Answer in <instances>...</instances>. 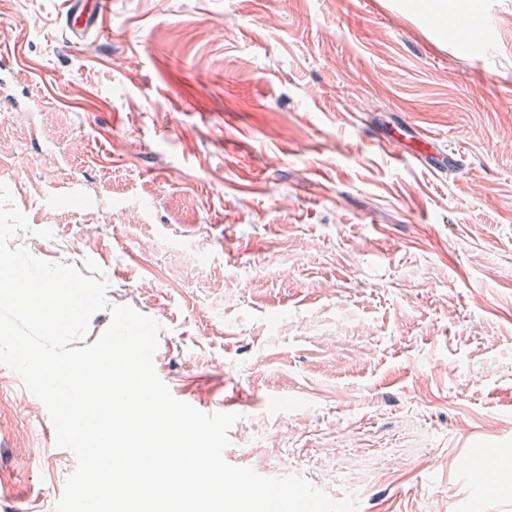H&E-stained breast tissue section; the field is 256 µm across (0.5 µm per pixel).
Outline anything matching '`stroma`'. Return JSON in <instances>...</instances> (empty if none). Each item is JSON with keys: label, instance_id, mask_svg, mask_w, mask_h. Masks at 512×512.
Segmentation results:
<instances>
[{"label": "stroma", "instance_id": "1", "mask_svg": "<svg viewBox=\"0 0 512 512\" xmlns=\"http://www.w3.org/2000/svg\"><path fill=\"white\" fill-rule=\"evenodd\" d=\"M65 2L0 0V183L52 232L17 244L103 269L87 343L111 307L156 319L171 395L233 397L232 465L512 512V0H476L472 45L417 0H112L75 44ZM422 131L461 166L372 140ZM8 396L37 452L0 419V512H54L76 458Z\"/></svg>", "mask_w": 512, "mask_h": 512}]
</instances>
